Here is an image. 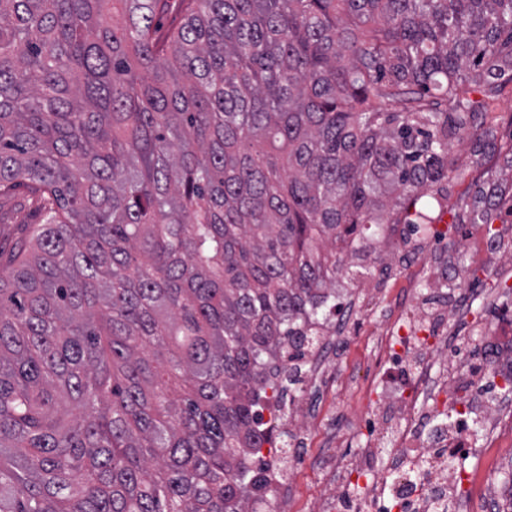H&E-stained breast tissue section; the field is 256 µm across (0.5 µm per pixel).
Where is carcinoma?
<instances>
[{"label": "carcinoma", "mask_w": 512, "mask_h": 512, "mask_svg": "<svg viewBox=\"0 0 512 512\" xmlns=\"http://www.w3.org/2000/svg\"><path fill=\"white\" fill-rule=\"evenodd\" d=\"M510 82L512 0H0V512L263 500L320 242L447 209Z\"/></svg>", "instance_id": "carcinoma-1"}]
</instances>
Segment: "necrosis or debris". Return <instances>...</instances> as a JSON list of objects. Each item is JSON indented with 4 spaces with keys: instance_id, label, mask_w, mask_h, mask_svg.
<instances>
[{
    "instance_id": "4bbe7bcc",
    "label": "necrosis or debris",
    "mask_w": 512,
    "mask_h": 512,
    "mask_svg": "<svg viewBox=\"0 0 512 512\" xmlns=\"http://www.w3.org/2000/svg\"><path fill=\"white\" fill-rule=\"evenodd\" d=\"M416 247L415 276L396 300L397 312L376 326L375 366L391 367L401 382L376 393L365 417L366 446L345 458L324 454L317 463L326 474L352 480L347 494L325 498L318 512H468L471 475L463 465L476 446L469 425L482 419L485 439L500 432V418L512 404L492 403L486 387L512 388V306L492 304L489 338L479 358L464 357L465 339L454 319L467 313L479 296L476 288L431 297L422 293L425 260L441 275H453L444 255L427 258L426 242L436 239L435 226L423 225ZM332 314L319 332L321 340L300 359L301 379L323 384L334 375L329 341L344 335L352 306L331 298ZM390 459L392 480L374 474L378 460ZM269 464L276 472L266 500L273 512H296L291 485V459L279 452Z\"/></svg>"
}]
</instances>
